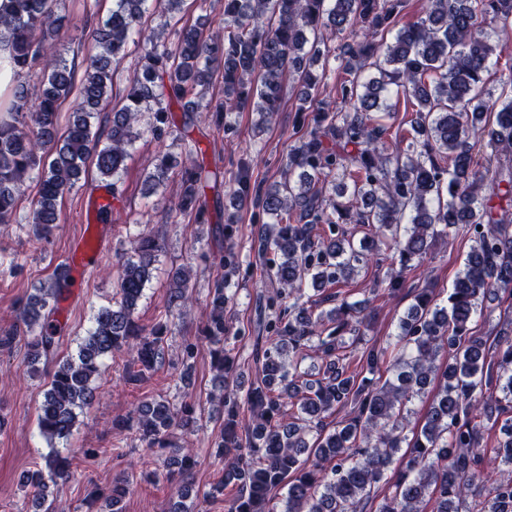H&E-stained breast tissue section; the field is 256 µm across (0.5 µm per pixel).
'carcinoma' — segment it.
<instances>
[{"label": "carcinoma", "instance_id": "cac0c4a2", "mask_svg": "<svg viewBox=\"0 0 512 512\" xmlns=\"http://www.w3.org/2000/svg\"><path fill=\"white\" fill-rule=\"evenodd\" d=\"M148 3L112 0L90 27L95 53L82 70L48 58L49 39L63 22L56 0L0 5L14 75L49 66L35 98L21 86L0 98V224L22 223L19 202L32 174L39 242L49 241L64 195L89 168L117 198L145 107L155 106L153 135L175 124L176 109L187 125L190 113L210 107L206 92L219 74L224 102L216 111L255 113L259 134L279 111L287 83L297 82L298 111L315 113L314 127L288 152L283 179L253 186L244 167L224 190L261 209L269 224L264 246L277 254L273 276L283 293L269 303L260 382L243 396L227 391L240 375L236 358L224 352L231 281L220 277L209 293L204 333L224 411L216 441L224 476L212 493L236 485L224 512H274L280 489L283 512H358L391 469L392 491L375 512H462L469 497L476 512H512V476L497 480L487 467L512 471V320L491 339L472 331L488 297L512 295V233L505 228L512 223V165L492 168L512 155V0H426L423 15L402 26L405 0H224V31L185 26L172 46H152L96 128L92 120L111 97L114 71L141 31ZM328 28L342 35L335 48L324 39ZM334 61L341 82L336 101L326 103L317 95ZM493 72L498 95L487 88ZM72 96L77 104L63 120ZM402 100L412 107L410 130L393 133L384 119ZM205 157L196 139L183 158L160 155L146 194L175 169L177 214L212 223ZM450 231L471 245L446 299L432 288L413 289L396 353L359 346L370 308L340 288L389 252L399 269L385 290L396 293L413 261ZM159 251L154 238L139 240L117 271L119 301L97 311L77 353L49 373L37 413L48 441L68 438L77 410L94 400L103 357L126 353L130 382L162 362L168 322L147 327L135 317ZM189 279V268L175 270L171 302L188 300ZM307 288L314 296H305ZM64 289L58 276L39 284L19 313L32 365L56 353L60 336L50 316ZM291 296L295 301L283 305ZM311 356L321 361L316 371L302 369ZM383 368L392 376H378ZM424 396L429 405L413 426L410 404ZM348 406L354 416L328 428L329 415ZM195 424L193 407L177 410L163 398L138 404L125 422L146 447L168 450L165 477L180 491L173 512H188L195 454L168 439ZM486 425L502 435L490 457L481 450ZM70 477L69 453L55 448L23 483L44 503L49 483ZM132 481L129 474L112 481V512H122Z\"/></svg>", "mask_w": 512, "mask_h": 512}]
</instances>
